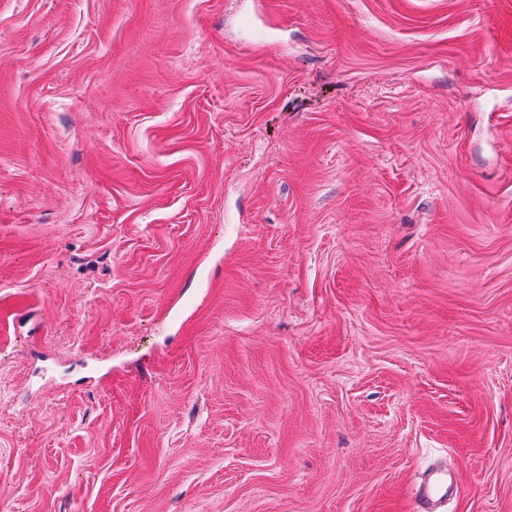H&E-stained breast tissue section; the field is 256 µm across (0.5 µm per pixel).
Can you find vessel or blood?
<instances>
[{"label": "vessel or blood", "mask_w": 512, "mask_h": 512, "mask_svg": "<svg viewBox=\"0 0 512 512\" xmlns=\"http://www.w3.org/2000/svg\"><path fill=\"white\" fill-rule=\"evenodd\" d=\"M462 490L458 470L439 458L414 478L409 500L410 512H445L450 500Z\"/></svg>", "instance_id": "1"}]
</instances>
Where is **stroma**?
Returning <instances> with one entry per match:
<instances>
[{
    "instance_id": "obj_1",
    "label": "stroma",
    "mask_w": 512,
    "mask_h": 512,
    "mask_svg": "<svg viewBox=\"0 0 512 512\" xmlns=\"http://www.w3.org/2000/svg\"><path fill=\"white\" fill-rule=\"evenodd\" d=\"M512 512V0H0V512ZM462 490L458 470L439 458L427 465L414 478L409 500L411 512H444L448 501Z\"/></svg>"
}]
</instances>
